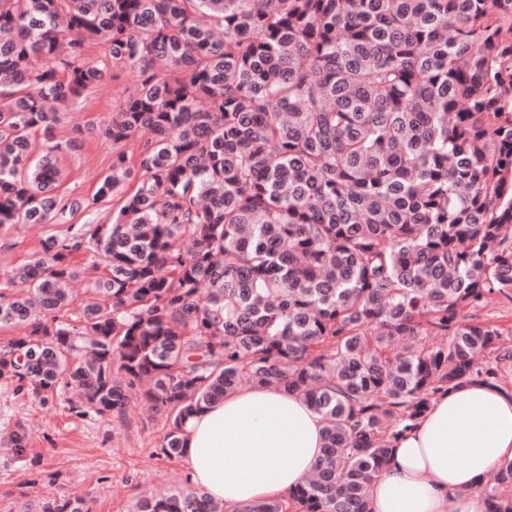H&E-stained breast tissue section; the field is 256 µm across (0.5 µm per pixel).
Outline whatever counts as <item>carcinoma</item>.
<instances>
[{
    "label": "carcinoma",
    "mask_w": 512,
    "mask_h": 512,
    "mask_svg": "<svg viewBox=\"0 0 512 512\" xmlns=\"http://www.w3.org/2000/svg\"><path fill=\"white\" fill-rule=\"evenodd\" d=\"M114 67L138 90L87 133L139 137V169L117 152L93 197L120 195L112 222L12 269L0 328L25 333L0 379L99 416L147 381L168 458L202 406L282 388L321 416L323 456L288 498L233 512H372L391 441L512 362L498 326L460 316L512 299V0H0L1 229L85 208L57 193L53 130ZM81 255L104 272L72 320ZM481 493L512 512V462ZM132 512L224 503L176 485Z\"/></svg>",
    "instance_id": "cac0c4a2"
}]
</instances>
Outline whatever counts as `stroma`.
<instances>
[{"instance_id": "stroma-1", "label": "stroma", "mask_w": 512, "mask_h": 512, "mask_svg": "<svg viewBox=\"0 0 512 512\" xmlns=\"http://www.w3.org/2000/svg\"><path fill=\"white\" fill-rule=\"evenodd\" d=\"M140 83L137 70L121 68L106 77L57 125V142L79 140V149L59 155L67 178L63 195L92 200L112 166L110 140L86 135L89 125L104 123L118 112ZM113 201L70 216L68 223L19 224L0 230V289L11 267L41 249L49 234L68 224H103L112 218ZM143 395H134L122 416L101 417L74 409L70 394L48 400L0 379V512H17L25 503L70 496L85 497L91 512H131L146 491L186 484L182 459L161 452L167 432L163 415L147 411ZM24 435L15 447L14 435Z\"/></svg>"}]
</instances>
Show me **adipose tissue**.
I'll return each instance as SVG.
<instances>
[{
  "label": "adipose tissue",
  "mask_w": 512,
  "mask_h": 512,
  "mask_svg": "<svg viewBox=\"0 0 512 512\" xmlns=\"http://www.w3.org/2000/svg\"><path fill=\"white\" fill-rule=\"evenodd\" d=\"M182 439L191 483L233 512L287 498L321 456L323 422L296 395L245 385L192 414ZM510 461L512 391L464 380L394 441L370 484L372 512H487L478 489Z\"/></svg>",
  "instance_id": "obj_1"
}]
</instances>
